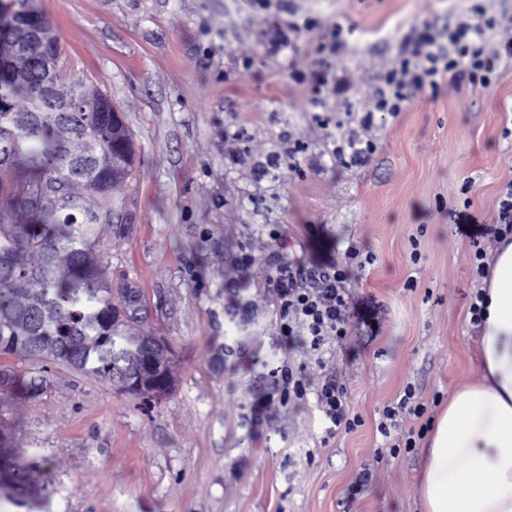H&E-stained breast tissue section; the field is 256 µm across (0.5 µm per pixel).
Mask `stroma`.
<instances>
[{
	"label": "stroma",
	"mask_w": 512,
	"mask_h": 512,
	"mask_svg": "<svg viewBox=\"0 0 512 512\" xmlns=\"http://www.w3.org/2000/svg\"><path fill=\"white\" fill-rule=\"evenodd\" d=\"M39 3L61 74L111 97L133 137L100 249L113 288L141 298L138 330L169 342L175 389L146 402L57 368L37 398L0 396V466L32 465L24 506L0 494V512H420L424 440L394 452L376 426L406 388L432 420L482 379L473 258L501 240L512 64L487 87L409 93L395 115L373 106L411 27L493 17L492 51L512 39V0ZM351 136L374 143L368 161L334 154ZM351 244L368 263L347 268L346 339L317 354L281 336L272 264L340 262ZM286 360L312 390L331 363L361 426L329 439L314 397L266 404ZM364 468L373 478L348 500Z\"/></svg>",
	"instance_id": "stroma-1"
}]
</instances>
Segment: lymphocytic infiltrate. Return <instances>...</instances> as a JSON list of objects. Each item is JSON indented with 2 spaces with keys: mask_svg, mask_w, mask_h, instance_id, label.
I'll return each instance as SVG.
<instances>
[{
  "mask_svg": "<svg viewBox=\"0 0 512 512\" xmlns=\"http://www.w3.org/2000/svg\"><path fill=\"white\" fill-rule=\"evenodd\" d=\"M495 27L492 18L478 25L462 21L449 27L444 41L431 25L412 29L401 43L399 65L384 79L385 87L376 98L375 111L392 115L401 112L411 90L435 89L444 82L473 88L490 83L499 57L485 54L483 45L488 32ZM344 266L333 262L311 268L288 261L273 264L269 284L284 336L303 334L314 352L320 351L329 337L347 336L349 293ZM274 378L268 402L285 405L305 400L307 387L302 367L283 363ZM316 406L326 424L327 437H334L342 428L353 429L359 423L350 413L346 390L334 371L324 374L316 391ZM425 411V404L416 400L414 392L405 391L396 405L383 410L377 430L391 448H413V436L400 431L399 421L403 415L418 418Z\"/></svg>",
  "mask_w": 512,
  "mask_h": 512,
  "instance_id": "f902f5d3",
  "label": "lymphocytic infiltrate"
}]
</instances>
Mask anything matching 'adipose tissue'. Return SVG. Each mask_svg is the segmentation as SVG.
Returning a JSON list of instances; mask_svg holds the SVG:
<instances>
[{
    "label": "adipose tissue",
    "mask_w": 512,
    "mask_h": 512,
    "mask_svg": "<svg viewBox=\"0 0 512 512\" xmlns=\"http://www.w3.org/2000/svg\"><path fill=\"white\" fill-rule=\"evenodd\" d=\"M480 329L482 381L452 392L425 450L423 512H512V241L496 249Z\"/></svg>",
    "instance_id": "obj_1"
}]
</instances>
